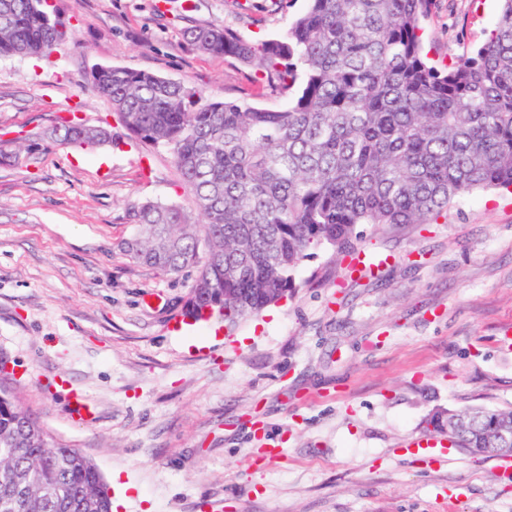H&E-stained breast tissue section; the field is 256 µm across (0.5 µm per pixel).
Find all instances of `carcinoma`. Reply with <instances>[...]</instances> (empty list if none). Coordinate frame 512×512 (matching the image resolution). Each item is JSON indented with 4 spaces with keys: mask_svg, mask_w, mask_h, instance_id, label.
I'll list each match as a JSON object with an SVG mask.
<instances>
[{
    "mask_svg": "<svg viewBox=\"0 0 512 512\" xmlns=\"http://www.w3.org/2000/svg\"><path fill=\"white\" fill-rule=\"evenodd\" d=\"M433 0H308L279 37L252 43L216 24L187 29L199 51L256 68L285 100L197 106L183 83L105 66L91 85L126 129L167 148L195 214L147 202L133 215L135 262L196 269L191 317L234 323L295 292L317 248L355 251L359 224H430L477 188L512 186V0L490 38L449 65L423 55ZM47 0H0V57L47 56L69 33ZM67 147L113 143L63 122ZM458 447L512 436V409L448 411ZM37 481L18 486L28 469ZM0 512H112L97 465L57 440L0 369Z\"/></svg>",
    "mask_w": 512,
    "mask_h": 512,
    "instance_id": "1",
    "label": "carcinoma"
}]
</instances>
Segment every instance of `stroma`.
Returning <instances> with one entry per match:
<instances>
[{
    "mask_svg": "<svg viewBox=\"0 0 512 512\" xmlns=\"http://www.w3.org/2000/svg\"><path fill=\"white\" fill-rule=\"evenodd\" d=\"M250 2L51 0L72 39L0 58V151L15 156L0 163V356L24 407L96 463L112 512H512L500 458L414 445L437 410L512 406V188L458 199L433 224L359 225L357 246L391 258L377 278L317 250L292 297L199 348L184 341L211 327L184 314L194 272L126 255L134 210L191 194L169 151L130 135L88 75L146 70L202 106L281 108L252 68L184 36L215 23L266 40L306 6ZM500 11L434 0L430 62L472 54ZM74 113L111 122L114 145L51 140Z\"/></svg>",
    "mask_w": 512,
    "mask_h": 512,
    "instance_id": "obj_1",
    "label": "stroma"
}]
</instances>
